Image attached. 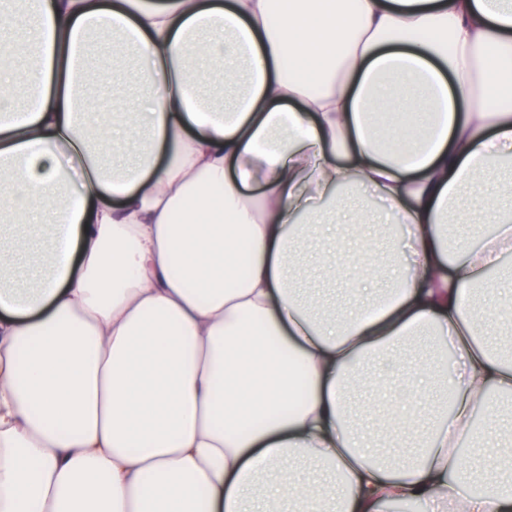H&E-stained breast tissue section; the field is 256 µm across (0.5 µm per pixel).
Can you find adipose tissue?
<instances>
[{"label":"adipose tissue","mask_w":512,"mask_h":512,"mask_svg":"<svg viewBox=\"0 0 512 512\" xmlns=\"http://www.w3.org/2000/svg\"><path fill=\"white\" fill-rule=\"evenodd\" d=\"M135 50V115L82 90L88 34ZM133 140L132 157L111 160ZM512 161V0L0 5V512H512V395L482 341L496 233L448 234ZM362 187L403 226L390 288L327 305L297 246ZM451 350L454 379L408 352ZM395 393L373 425L355 385ZM450 389L452 415L417 401ZM467 439L470 459L457 452ZM512 435V398L506 397L499 400V415L488 428L487 435L492 443L496 442L501 435Z\"/></svg>","instance_id":"1"}]
</instances>
